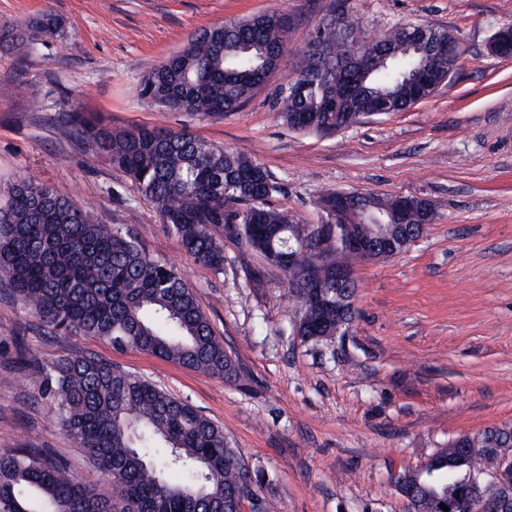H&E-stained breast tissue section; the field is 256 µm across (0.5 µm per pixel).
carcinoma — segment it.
<instances>
[{"label":"carcinoma","mask_w":512,"mask_h":512,"mask_svg":"<svg viewBox=\"0 0 512 512\" xmlns=\"http://www.w3.org/2000/svg\"><path fill=\"white\" fill-rule=\"evenodd\" d=\"M290 17L261 13L229 20L192 35L182 49L142 80L139 96L169 112L221 115L235 112L286 62ZM51 11L0 32V52L25 59L58 34ZM355 48L359 63L394 54L390 66L365 77L336 72ZM393 28L373 38L357 19L337 9L315 25L306 50L287 70L301 93L280 87L272 103L287 126L300 132H334L357 122V113L404 112L434 93L437 79L416 82L423 55ZM62 122L76 145L93 142L94 156L127 173L156 205L196 262L224 271V241L268 261L299 247L308 225L270 203L278 187L268 170L244 149H227L187 131L136 126L113 131L75 110ZM235 225L228 235L224 226ZM310 263L300 256L281 270L294 300V319L308 313L321 334L345 335L352 302L313 308L296 287ZM0 280L32 314L62 335L108 341L118 349L145 352L174 364L236 381L240 371L181 271L151 257L123 224H101L73 199L31 177L0 185ZM19 364L34 372L53 422L71 436L103 474L97 492L71 474L47 448L0 452V512H224L233 492L245 486L247 464L224 427L189 401L101 359L87 355L39 365L29 352ZM468 451L448 444L427 462L436 483L421 480L420 512H473L457 495L465 478L512 461V424L479 433ZM177 471L182 481L167 479ZM265 481L249 492L259 512H274L261 496Z\"/></svg>","instance_id":"obj_1"}]
</instances>
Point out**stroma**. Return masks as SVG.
I'll return each mask as SVG.
<instances>
[{"label":"stroma","mask_w":512,"mask_h":512,"mask_svg":"<svg viewBox=\"0 0 512 512\" xmlns=\"http://www.w3.org/2000/svg\"><path fill=\"white\" fill-rule=\"evenodd\" d=\"M333 0H0V30L52 10L60 34L28 58L0 54V183L32 175L104 224L133 229L146 252L175 264L241 376L234 382L86 336L50 332L0 288V451L50 448L85 484L104 477L37 399L39 381L11 363L16 337L39 362L91 355L181 398L224 428L263 471L276 512H409L394 478L420 470L457 437L512 422V58L492 55L512 0H348L368 34L404 23L453 33L456 77L404 112L332 134L286 126L272 106L285 71L238 111L163 112L138 95L143 76L201 29L257 13L292 20L296 60ZM45 109L28 108L30 97ZM162 126L246 148L279 190L277 208L317 224V198L360 191L428 198L435 219L402 253L353 267L346 336L302 341L277 270L224 244V271L187 254L123 171L76 149L57 121Z\"/></svg>","instance_id":"obj_1"}]
</instances>
